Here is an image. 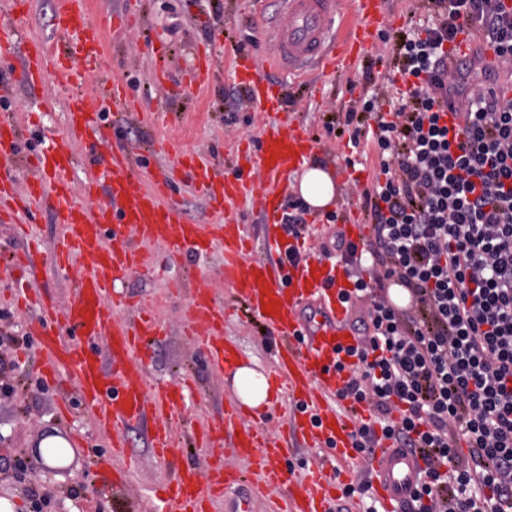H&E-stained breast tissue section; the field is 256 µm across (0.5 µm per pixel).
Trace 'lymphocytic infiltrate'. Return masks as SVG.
<instances>
[{"instance_id": "f902f5d3", "label": "lymphocytic infiltrate", "mask_w": 512, "mask_h": 512, "mask_svg": "<svg viewBox=\"0 0 512 512\" xmlns=\"http://www.w3.org/2000/svg\"><path fill=\"white\" fill-rule=\"evenodd\" d=\"M500 2L435 0L437 19L401 38L402 71L417 83L378 123L385 181L361 202L374 240L336 245L371 300L361 364L337 397L372 408L353 435L359 455L372 457L382 437L421 454L415 512H512V99L470 94L444 68L462 17L512 68V12ZM457 100L461 136L438 110ZM390 281L409 292L407 306L387 300Z\"/></svg>"}]
</instances>
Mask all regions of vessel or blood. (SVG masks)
Returning <instances> with one entry per match:
<instances>
[{
	"label": "vessel or blood",
	"mask_w": 512,
	"mask_h": 512,
	"mask_svg": "<svg viewBox=\"0 0 512 512\" xmlns=\"http://www.w3.org/2000/svg\"><path fill=\"white\" fill-rule=\"evenodd\" d=\"M284 22L269 26L264 35L271 51L262 63L244 58L238 65L256 112L288 111L287 86L274 79L280 69L294 81H308L311 94L319 81L339 70H348L374 44L385 22L386 0H350L348 11L338 0H280ZM53 27L61 40L52 47L39 40H24L14 27H0V62L21 60L19 85L35 92L47 81L69 87L66 99L67 127L81 141L101 153L81 191H74L67 174L74 154L51 145L35 151L29 160L38 174L37 184L20 188L11 172L0 174V222L30 212L42 201L40 185L51 187L50 209L61 233L55 241L53 263L68 268L74 260L86 263L65 310L53 300L24 294L37 301L42 315L31 328L37 350L45 354L47 380L68 377L75 385L80 406L96 426L112 435V453L98 460L110 474L109 484L120 489L123 470L112 468L111 457L123 453L128 430L147 432L155 453L174 459L180 452L177 433L170 421L184 390L178 386L149 389L146 348L162 327L151 313H143L130 326L115 315L110 294L117 280L138 266L137 241H154L173 253L206 256L209 233L202 224L187 220L173 195L176 172L185 173L197 190L217 205L260 201L274 205L280 191L301 173L316 154L318 145L306 129L286 121L262 124L259 152L252 163L263 173L261 180L243 174L225 177L207 156L181 154L176 163L143 176L137 154L125 146L107 147L110 126L104 118L106 102L126 100L122 81L104 76L102 33L86 13L84 0H56ZM481 35L477 27L462 23L449 47L448 69L468 64L470 49ZM96 78L93 95L81 87ZM22 130L12 119H0V156L17 153ZM104 193L95 207L84 198ZM216 230L224 246V280L244 297L253 316L261 318L276 335L270 375L294 404L283 438H270L261 421L241 423L225 412L218 423L205 426L195 436L198 447L214 453L229 440L235 453L263 472L268 485L283 489L280 512H334L340 487L339 470L309 468L305 478L288 475L274 462L300 444L326 446L337 459L354 463L352 434L366 417L365 406L342 413L333 402L346 387L359 364L362 347L351 323L356 298L341 299L342 262L322 254H298L289 259L286 246L274 232L264 238L263 256H254V239L225 215ZM188 326L202 342L207 359L215 367L232 366L242 353L219 339L223 310L215 308L207 293L195 292L188 305ZM106 338L104 352L95 342ZM425 464L414 448H402L381 439L374 449L370 491L379 512H408L410 493L420 482ZM238 475L215 472L208 486H201L195 470H177L165 483L158 500L161 512H205L203 504L213 493L239 483Z\"/></svg>",
	"instance_id": "vessel-or-blood-1"
}]
</instances>
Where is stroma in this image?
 <instances>
[{"label":"stroma","mask_w":512,"mask_h":512,"mask_svg":"<svg viewBox=\"0 0 512 512\" xmlns=\"http://www.w3.org/2000/svg\"><path fill=\"white\" fill-rule=\"evenodd\" d=\"M388 9L391 20L368 56L351 70L337 72L319 97H310L304 84L290 86V111L263 117L254 112L250 102L235 106L228 98L229 93L245 92L235 79V45L246 43L257 61L270 51L263 40L264 18L255 17L243 0H87L89 19L103 31L106 72L127 84L129 107L154 115L150 122L126 118L114 140L138 147L150 168L174 163L178 152L193 151L210 156L230 175L236 169L238 153L257 151L263 120L293 121L306 126L319 141L322 159L334 164L351 160L339 185V198L344 205L356 203L371 185L368 172L379 171L381 158L374 141L351 144L346 114L367 93L377 95L381 111H388L396 91L381 75L379 61L394 60L397 32L417 26L434 12L429 0H388ZM129 11L143 16L142 27H115V17ZM200 48L207 49L218 63L216 81L205 88L190 83ZM161 64L169 74L163 87L151 80L153 70ZM37 96L50 99V107L32 111L27 92L18 89L8 98L9 108H0V117L15 119L22 127V148L5 166L20 187H27L33 179L27 158L39 144L50 141L76 155L68 178L74 190H81L93 160L66 126L67 92L48 83ZM161 142L168 144V151H156ZM30 234L40 242V251L33 257L31 287L53 297L58 305H66L82 262H75L65 272L55 270L51 250L59 226L48 207L37 209ZM137 248L143 268L120 282L115 292L119 314L133 318L138 307L146 304L162 322L164 333L149 349L150 377L155 384L188 383L174 425L178 433L190 437L202 426L217 422L225 408L236 402L224 371L206 363L202 349L185 332L191 291L198 286L206 288L223 306L224 338L236 342L259 370H266L273 358V341L265 327L249 316L245 302L225 284L220 241L212 242L205 258L172 255L157 242L141 241ZM14 286L13 277L0 269V332L21 336L37 320L39 310L16 308L11 301ZM18 362L16 371L0 372V502H10L12 512H28L33 485L45 494L41 512H154L160 487L178 466L194 468L203 478L217 467L245 472L246 483L232 487L230 496L215 498L208 510L229 512L231 495L248 492L259 481L232 448L212 456L190 445L176 464L170 465L156 458L144 432L132 430L125 450L131 463L129 484L124 492L115 493L103 484L95 465L97 454L108 451L111 434L99 431L92 417L79 408L68 421H60L55 408L62 396H73L74 391L47 384L36 347L20 351ZM63 425L76 432L74 446L63 460L46 462L39 441L44 433Z\"/></svg>","instance_id":"stroma-1"}]
</instances>
